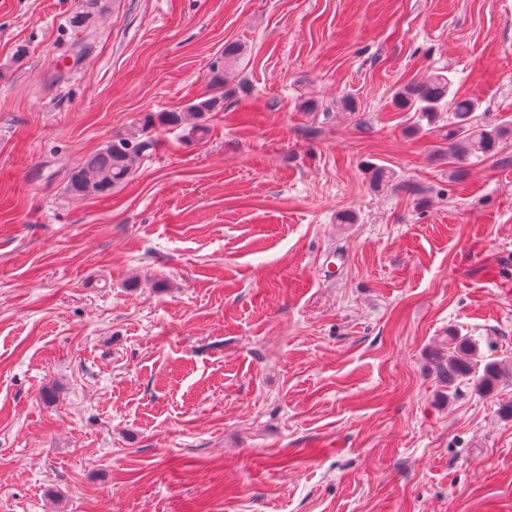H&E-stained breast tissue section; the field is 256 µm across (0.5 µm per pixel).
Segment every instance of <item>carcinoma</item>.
<instances>
[{"label": "carcinoma", "instance_id": "carcinoma-1", "mask_svg": "<svg viewBox=\"0 0 512 512\" xmlns=\"http://www.w3.org/2000/svg\"><path fill=\"white\" fill-rule=\"evenodd\" d=\"M240 54L237 45L224 48V64L212 70L213 92L189 103L183 112H164L159 122L166 126H178L191 122L189 133L202 139L207 127L201 123L206 114L224 110V87L228 73ZM452 80L442 71L431 74L426 80L408 84L396 92V101L403 108L417 114L416 124L437 122L442 112L448 113V146L443 151L448 159L462 163L473 157L491 158L498 151L506 129L498 125H480L475 111L478 103L450 95ZM154 117L149 116L129 126L125 133L116 136L102 149L89 156L82 166L72 172L68 189L83 195H100L125 183L132 173L136 159L145 156L156 147L152 134ZM476 345L465 337L448 332L445 351L438 355V370L442 378L453 385L474 380L481 388H492L505 376L512 375V362L490 361L484 364L481 374L475 375Z\"/></svg>", "mask_w": 512, "mask_h": 512}]
</instances>
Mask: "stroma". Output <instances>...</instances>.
Listing matches in <instances>:
<instances>
[{"instance_id":"35a3bbf8","label":"stroma","mask_w":512,"mask_h":512,"mask_svg":"<svg viewBox=\"0 0 512 512\" xmlns=\"http://www.w3.org/2000/svg\"><path fill=\"white\" fill-rule=\"evenodd\" d=\"M77 9L0 0V512H512V380L433 355L512 360V135L453 163L394 99L512 118V0H98L79 65ZM230 43L205 140L68 192ZM445 351L438 355V370L442 378L453 385L465 380H474L481 388L497 386L505 376L512 375V362L490 361L484 364L481 374L475 375L476 345L455 332H448Z\"/></svg>"}]
</instances>
